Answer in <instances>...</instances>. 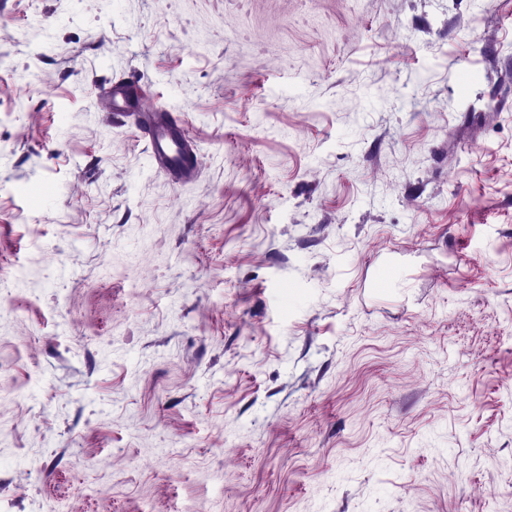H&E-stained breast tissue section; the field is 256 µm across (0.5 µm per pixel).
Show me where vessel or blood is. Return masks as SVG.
Here are the masks:
<instances>
[{
	"label": "vessel or blood",
	"instance_id": "b4317fda",
	"mask_svg": "<svg viewBox=\"0 0 512 512\" xmlns=\"http://www.w3.org/2000/svg\"><path fill=\"white\" fill-rule=\"evenodd\" d=\"M100 107L110 111H131L136 103L127 85L118 83L102 96ZM138 129L148 141L152 160L159 170L178 180L195 175L196 151L181 118L164 110L148 112L140 115Z\"/></svg>",
	"mask_w": 512,
	"mask_h": 512
}]
</instances>
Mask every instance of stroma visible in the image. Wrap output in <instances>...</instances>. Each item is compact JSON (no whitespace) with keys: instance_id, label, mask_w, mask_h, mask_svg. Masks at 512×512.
Returning <instances> with one entry per match:
<instances>
[{"instance_id":"stroma-1","label":"stroma","mask_w":512,"mask_h":512,"mask_svg":"<svg viewBox=\"0 0 512 512\" xmlns=\"http://www.w3.org/2000/svg\"><path fill=\"white\" fill-rule=\"evenodd\" d=\"M0 512H512V0H0ZM100 108L102 110L132 111L136 107V101L130 96L128 86L124 83H116L112 85L110 90L106 92L100 100ZM138 129L149 142L159 170L177 180L195 175L196 151L181 118L164 110L139 114Z\"/></svg>"}]
</instances>
